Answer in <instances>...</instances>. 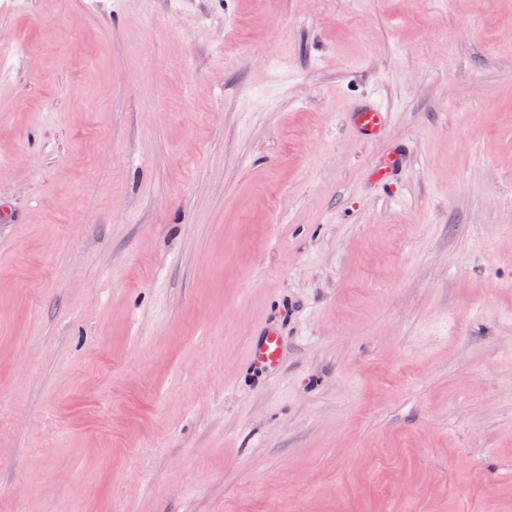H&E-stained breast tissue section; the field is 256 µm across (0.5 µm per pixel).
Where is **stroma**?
<instances>
[{
    "label": "stroma",
    "instance_id": "1",
    "mask_svg": "<svg viewBox=\"0 0 512 512\" xmlns=\"http://www.w3.org/2000/svg\"><path fill=\"white\" fill-rule=\"evenodd\" d=\"M0 208V512H512V0H14ZM350 125L353 132L363 140H376L384 136L387 113L374 102L358 104L351 109ZM282 350L279 332L270 326L262 327L251 344L248 362L255 369H273L280 362Z\"/></svg>",
    "mask_w": 512,
    "mask_h": 512
}]
</instances>
